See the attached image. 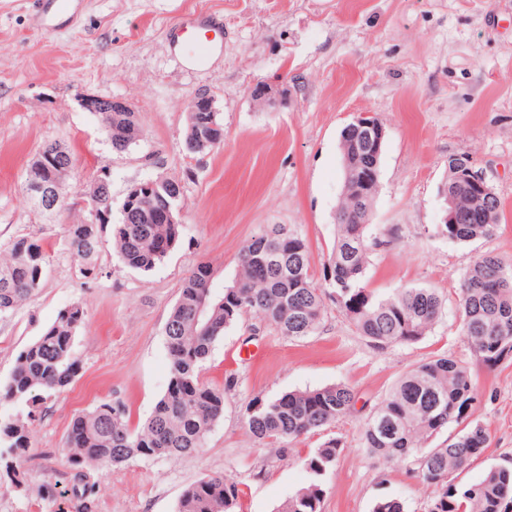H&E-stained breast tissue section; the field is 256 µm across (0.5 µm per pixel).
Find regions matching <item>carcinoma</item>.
I'll list each match as a JSON object with an SVG mask.
<instances>
[{
	"mask_svg": "<svg viewBox=\"0 0 512 512\" xmlns=\"http://www.w3.org/2000/svg\"><path fill=\"white\" fill-rule=\"evenodd\" d=\"M101 123L112 148L123 153L140 138L133 112H113ZM223 126L217 112H194L189 117L185 143L196 153L213 149L210 137ZM46 147L28 164L30 184L46 182L57 167L71 168V151L59 160L43 158ZM349 157L353 190L343 193L336 211V239L323 266L325 285L310 274L305 239L280 225L267 227L241 248L235 279L214 287V269L198 266L184 280L179 298L165 327L169 355V381L146 422L129 428L126 406L102 403L74 417L68 433L65 463L72 479L82 484L81 496L94 494V485L83 481L86 467H120L133 460L174 458L204 447L215 424L224 416V390L206 384L202 367L224 329L250 314L292 340L313 334L324 315L325 298L356 327L375 348L413 344L427 336L439 320L446 300L430 288L406 287L378 296L364 285L370 256L390 244L393 232L369 234L377 192L359 195L355 190L365 170H379L361 147L358 137L344 141ZM458 156L448 158V179L441 187L448 223L435 225L434 234L453 243L488 239L499 228L500 201L493 192L474 189L455 171ZM156 189L141 206L122 205L121 219L112 225V251L128 267L149 272L180 244L184 225L179 221L182 187L176 180L157 177ZM103 225L88 221L68 224L65 234L74 258L85 276L96 274L94 256L101 244ZM50 254L41 241L22 236L0 253V317L29 301L41 288ZM207 317L196 319L200 306ZM459 317L471 350L492 368L512 358V263L485 254L462 278ZM86 311L73 303L33 342L22 348L7 382L0 386V463L6 472L23 462L31 447L30 424L48 399L71 385L79 374L74 355L78 331ZM355 392L343 384L295 391L273 400L252 398L245 407L251 437L269 444L287 443L349 415ZM478 400L466 368L454 357L442 355L415 365L390 394L366 417L365 447L386 461L413 465L428 493L427 512H512V466L490 468L472 484L461 485L454 472L483 455L489 434L470 419ZM456 423L463 429L453 438L432 447L424 444ZM343 443L328 438L305 459L306 486L296 490L280 512H322L326 491L323 477L336 466ZM239 483L224 473L208 474L182 493L178 512H233ZM371 512H405L395 497L378 498Z\"/></svg>",
	"mask_w": 512,
	"mask_h": 512,
	"instance_id": "cac0c4a2",
	"label": "carcinoma"
}]
</instances>
